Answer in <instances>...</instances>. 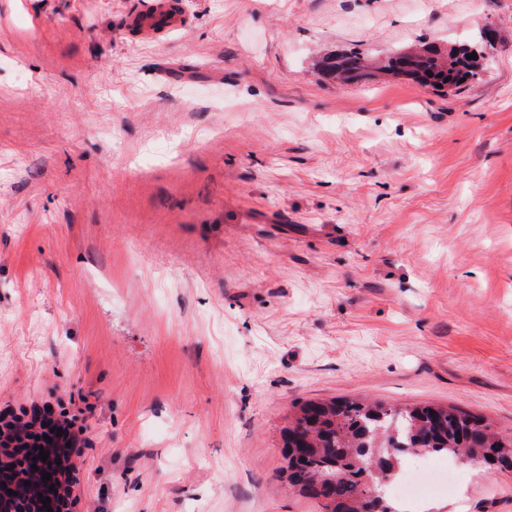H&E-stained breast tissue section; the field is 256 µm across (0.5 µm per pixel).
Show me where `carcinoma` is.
<instances>
[{
  "instance_id": "obj_1",
  "label": "carcinoma",
  "mask_w": 512,
  "mask_h": 512,
  "mask_svg": "<svg viewBox=\"0 0 512 512\" xmlns=\"http://www.w3.org/2000/svg\"><path fill=\"white\" fill-rule=\"evenodd\" d=\"M471 53L460 45L442 56L432 47L385 57L379 70L435 88L478 77ZM343 69L327 76L358 83L373 75L367 55L350 50ZM289 484L321 501L324 512H367V494L381 491L401 472L404 457L428 454L461 459L486 472H512V436L485 417L456 407L388 405L367 399L308 401L296 407L284 429Z\"/></svg>"
}]
</instances>
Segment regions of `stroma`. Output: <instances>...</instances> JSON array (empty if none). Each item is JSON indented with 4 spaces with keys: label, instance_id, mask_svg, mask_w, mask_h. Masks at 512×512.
<instances>
[{
    "label": "stroma",
    "instance_id": "obj_1",
    "mask_svg": "<svg viewBox=\"0 0 512 512\" xmlns=\"http://www.w3.org/2000/svg\"><path fill=\"white\" fill-rule=\"evenodd\" d=\"M143 2L0 0V414L76 415L71 512H320L283 456L310 400L511 435L512 0H179L155 40ZM415 44L478 80L314 67ZM444 464L420 512H512ZM134 28L144 38H150L160 33H169L181 29L183 16L172 0H157L148 3L133 24ZM344 59L343 69L336 72V69H329L325 74L332 79L342 82L358 83L373 75L372 63L367 55L358 50H349L342 55Z\"/></svg>",
    "mask_w": 512,
    "mask_h": 512
}]
</instances>
